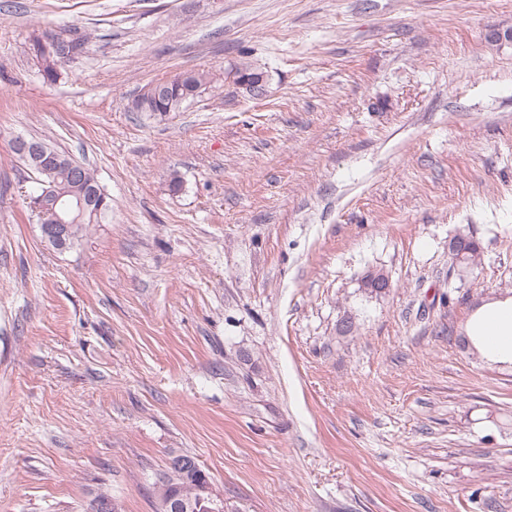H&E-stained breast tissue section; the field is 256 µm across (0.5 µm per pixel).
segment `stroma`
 <instances>
[{
    "mask_svg": "<svg viewBox=\"0 0 512 512\" xmlns=\"http://www.w3.org/2000/svg\"><path fill=\"white\" fill-rule=\"evenodd\" d=\"M509 29L512 0H0V512H156L180 453L224 512H512V367L461 341L512 297ZM187 70L193 103L135 110ZM18 137L111 196L79 245ZM90 33H85L81 39H66L58 37L52 41L48 48L40 51L42 60V72L48 81H55L57 77L56 66L59 60L84 52L90 41ZM191 73L189 80L182 84L175 79L166 83L151 85L146 92L135 102L137 112H143L152 118H163L171 112H179L200 95L207 84V75L199 71H186Z\"/></svg>",
    "mask_w": 512,
    "mask_h": 512,
    "instance_id": "obj_1",
    "label": "stroma"
}]
</instances>
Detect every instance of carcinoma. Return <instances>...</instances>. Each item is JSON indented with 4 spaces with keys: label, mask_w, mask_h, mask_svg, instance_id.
<instances>
[{
    "label": "carcinoma",
    "mask_w": 512,
    "mask_h": 512,
    "mask_svg": "<svg viewBox=\"0 0 512 512\" xmlns=\"http://www.w3.org/2000/svg\"><path fill=\"white\" fill-rule=\"evenodd\" d=\"M89 41L90 34L88 33L77 40L59 37L48 47L41 49L40 58L44 78L49 81L56 80L58 61L84 52ZM206 84L207 75L199 71L192 72L190 79L181 83L172 80L153 84L135 101V109L152 118H163L185 108L188 103L200 95ZM37 144L46 153L57 156L59 165L52 170H47L34 156L23 159V162L37 174L33 196H39L45 188L66 198L81 195L91 188L100 190L97 201L100 211L95 212L90 209L79 219V223L72 228L68 239V247L71 248L82 237L86 225L100 223L112 210V199L105 191L101 190L95 172L83 162L43 140L37 141ZM154 489L159 500L166 495L181 496L187 500L195 499L198 496L196 473H186L181 469L168 466L155 483Z\"/></svg>",
    "instance_id": "carcinoma-1"
}]
</instances>
